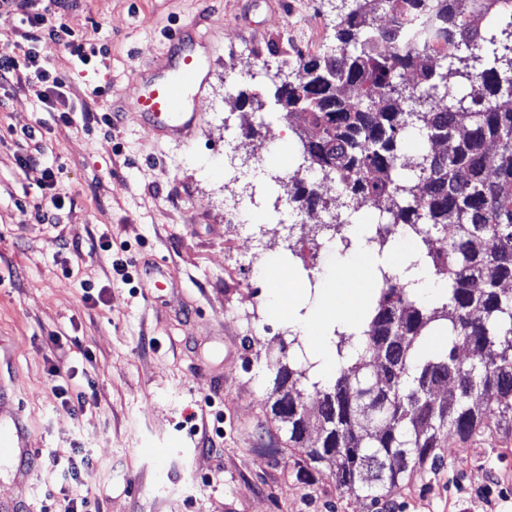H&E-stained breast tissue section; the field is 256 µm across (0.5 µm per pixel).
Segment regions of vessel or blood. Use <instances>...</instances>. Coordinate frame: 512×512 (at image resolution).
<instances>
[{"label":"vessel or blood","mask_w":512,"mask_h":512,"mask_svg":"<svg viewBox=\"0 0 512 512\" xmlns=\"http://www.w3.org/2000/svg\"><path fill=\"white\" fill-rule=\"evenodd\" d=\"M203 70L199 61L190 55L175 54L169 76L160 80L134 83L129 93L131 111L154 130L175 134L189 126L193 113L188 112V100H200ZM29 433L21 416L11 424L0 426V456L18 452L26 447Z\"/></svg>","instance_id":"1"}]
</instances>
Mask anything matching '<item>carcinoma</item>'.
<instances>
[{
	"mask_svg": "<svg viewBox=\"0 0 512 512\" xmlns=\"http://www.w3.org/2000/svg\"><path fill=\"white\" fill-rule=\"evenodd\" d=\"M380 10L393 18L382 30L371 23ZM336 40L341 52L270 80L304 132L299 168L352 203L383 193V223L366 242L381 250L409 228L419 256L378 270L362 323L336 324L329 385L297 338L281 347L269 365L272 411L303 448L315 396L323 435L307 458L375 507L409 470L441 461L447 435L466 444L493 427L512 433V0H352ZM351 83L358 99L348 104ZM413 130L425 142L415 160ZM288 199L323 202L314 181H293ZM450 225L445 250H433ZM421 262L445 285L432 305L407 280ZM433 330L447 337L439 352L424 349Z\"/></svg>",
	"mask_w": 512,
	"mask_h": 512,
	"instance_id": "carcinoma-1",
	"label": "carcinoma"
}]
</instances>
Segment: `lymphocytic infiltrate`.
Segmentation results:
<instances>
[{"label": "lymphocytic infiltrate", "mask_w": 512, "mask_h": 512, "mask_svg": "<svg viewBox=\"0 0 512 512\" xmlns=\"http://www.w3.org/2000/svg\"><path fill=\"white\" fill-rule=\"evenodd\" d=\"M71 0H0V88L20 86L34 91L47 109L59 110L63 125H70L62 112L69 86L62 76L51 75L34 54L32 46L42 38L54 40L64 52L83 57L81 43L65 14Z\"/></svg>", "instance_id": "f902f5d3"}]
</instances>
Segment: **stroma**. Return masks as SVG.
<instances>
[{
	"mask_svg": "<svg viewBox=\"0 0 512 512\" xmlns=\"http://www.w3.org/2000/svg\"><path fill=\"white\" fill-rule=\"evenodd\" d=\"M288 13L307 51L284 38ZM67 21L86 61L46 37L35 51L97 119L75 111L66 127L33 91L0 90V346L12 354L0 362V415L21 414L31 456L26 472L0 460V503L63 512L48 455L76 451L93 463L86 485L100 512H512V436L487 431L453 464L408 471L373 509L337 490L328 464L305 465L270 410L268 364L293 333L262 269L278 264L300 285L297 305L318 306L337 267L359 255L325 246L309 225L283 232L277 176L290 166L312 177L273 86L239 71L257 58L291 70L300 54L336 48L327 0H75ZM183 33L205 66L202 106L165 135L127 111V94L164 75ZM258 91L273 124L243 103ZM228 119L255 130L257 157L236 173L224 167ZM38 120L43 166L67 192L49 224L34 206L50 189L19 168L31 148L22 131ZM232 196L239 224L225 221ZM55 366L87 393L81 415L57 399Z\"/></svg>",
	"mask_w": 512,
	"mask_h": 512,
	"instance_id": "1",
	"label": "stroma"
}]
</instances>
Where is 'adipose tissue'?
<instances>
[{
  "mask_svg": "<svg viewBox=\"0 0 512 512\" xmlns=\"http://www.w3.org/2000/svg\"><path fill=\"white\" fill-rule=\"evenodd\" d=\"M372 264L355 263L341 268L322 307L293 324L302 336L319 352L325 364L335 362L336 353L329 346L326 331L331 322L358 324L365 302L372 291Z\"/></svg>",
  "mask_w": 512,
  "mask_h": 512,
  "instance_id": "ef3b65f1",
  "label": "adipose tissue"
}]
</instances>
